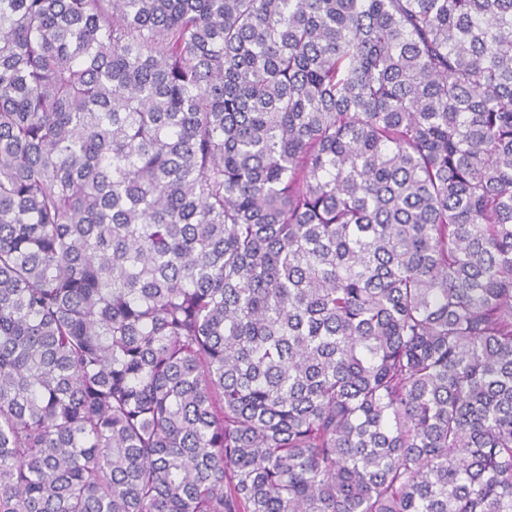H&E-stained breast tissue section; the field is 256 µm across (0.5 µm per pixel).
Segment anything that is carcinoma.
<instances>
[{
  "mask_svg": "<svg viewBox=\"0 0 512 512\" xmlns=\"http://www.w3.org/2000/svg\"><path fill=\"white\" fill-rule=\"evenodd\" d=\"M0 512H512V0H0Z\"/></svg>",
  "mask_w": 512,
  "mask_h": 512,
  "instance_id": "obj_1",
  "label": "carcinoma"
}]
</instances>
